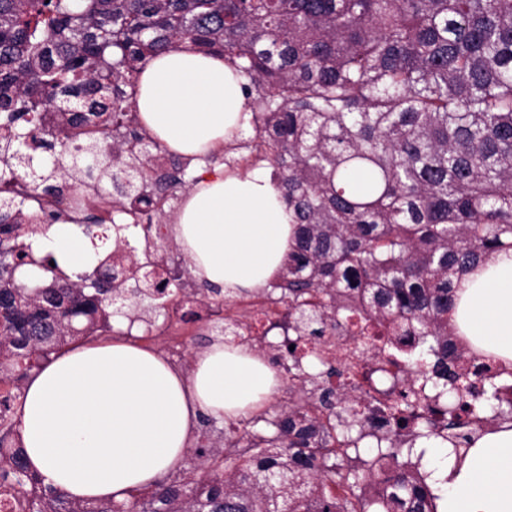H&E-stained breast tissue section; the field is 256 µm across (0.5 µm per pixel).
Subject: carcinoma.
<instances>
[{"label":"carcinoma","mask_w":512,"mask_h":512,"mask_svg":"<svg viewBox=\"0 0 512 512\" xmlns=\"http://www.w3.org/2000/svg\"><path fill=\"white\" fill-rule=\"evenodd\" d=\"M188 42L221 51L247 79L248 147L277 177L293 212L294 244L271 288L288 304L294 351L358 315L396 334L395 351L444 392L400 391L383 433L323 376L293 374L335 422L290 405L206 431L182 466L131 500L74 502L42 487L17 446L22 384L60 347L112 332L108 303L83 275L23 287L31 239L56 221L69 188L55 156L109 162L80 170L84 210L70 222L162 223L169 196L191 188L192 159L166 168L144 154L134 95L156 54ZM0 490L19 512H438L427 476L402 447L440 439L469 448L512 400L485 375L472 393L449 315L457 283L512 249V0H0ZM112 183V199L101 184ZM269 288V289H271ZM254 292L261 298L269 292ZM215 289L137 288L123 316L148 322L160 296L200 303L217 335ZM376 441L389 472L330 445ZM380 481L381 495L363 486Z\"/></svg>","instance_id":"obj_1"}]
</instances>
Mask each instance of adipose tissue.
I'll use <instances>...</instances> for the list:
<instances>
[{
    "label": "adipose tissue",
    "instance_id": "obj_1",
    "mask_svg": "<svg viewBox=\"0 0 512 512\" xmlns=\"http://www.w3.org/2000/svg\"><path fill=\"white\" fill-rule=\"evenodd\" d=\"M245 77L219 51L184 44L151 58L135 95L144 128L170 152L198 162L169 236L201 284L236 296L274 281L293 244V215L270 174L206 167L248 127ZM60 266L90 264L84 239L67 222L33 243ZM451 322L481 352L512 362V250L491 255L460 282ZM80 342L55 354L26 382L18 437L43 486L75 501L121 502L155 486L189 450L202 420L223 424L274 397L268 360L216 342L189 372L129 337ZM439 512H512V424L479 436L465 458L451 444L426 446Z\"/></svg>",
    "mask_w": 512,
    "mask_h": 512
}]
</instances>
